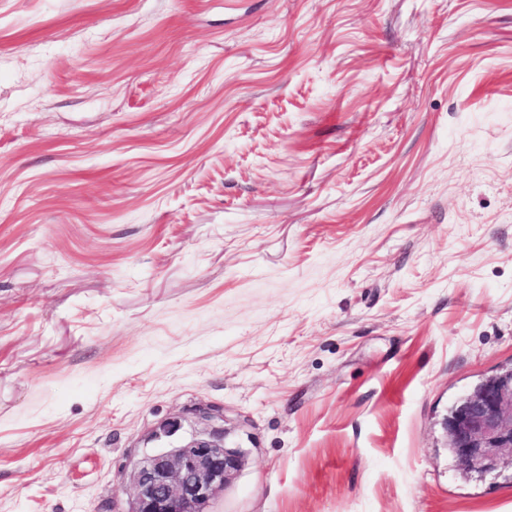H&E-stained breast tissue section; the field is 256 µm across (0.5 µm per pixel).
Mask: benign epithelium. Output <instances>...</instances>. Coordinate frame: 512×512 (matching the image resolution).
Here are the masks:
<instances>
[{"label": "benign epithelium", "mask_w": 512, "mask_h": 512, "mask_svg": "<svg viewBox=\"0 0 512 512\" xmlns=\"http://www.w3.org/2000/svg\"><path fill=\"white\" fill-rule=\"evenodd\" d=\"M448 448L465 473L498 469L512 458V369L491 376L460 397L445 419ZM239 450L224 447V431L202 432L146 455L131 473L129 512H204L241 469Z\"/></svg>", "instance_id": "7a95c632"}]
</instances>
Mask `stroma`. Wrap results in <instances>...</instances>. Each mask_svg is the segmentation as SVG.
I'll return each mask as SVG.
<instances>
[{
    "label": "stroma",
    "mask_w": 512,
    "mask_h": 512,
    "mask_svg": "<svg viewBox=\"0 0 512 512\" xmlns=\"http://www.w3.org/2000/svg\"><path fill=\"white\" fill-rule=\"evenodd\" d=\"M512 368V0H0V512H512L444 419ZM159 448L131 473L134 501L128 512H204L243 462L239 450L224 447L218 429Z\"/></svg>",
    "instance_id": "35a3bbf8"
}]
</instances>
